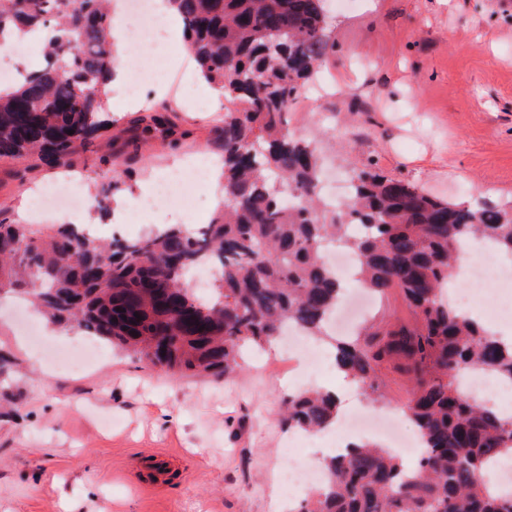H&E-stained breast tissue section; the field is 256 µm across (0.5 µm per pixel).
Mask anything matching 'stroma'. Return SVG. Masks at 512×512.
Here are the masks:
<instances>
[{
	"instance_id": "obj_1",
	"label": "stroma",
	"mask_w": 512,
	"mask_h": 512,
	"mask_svg": "<svg viewBox=\"0 0 512 512\" xmlns=\"http://www.w3.org/2000/svg\"><path fill=\"white\" fill-rule=\"evenodd\" d=\"M323 75L328 96L289 113L291 128L324 127L331 111L348 133L321 144L325 187L374 166L454 202L512 203V0H352L331 12ZM190 108L169 109L178 141L127 147L119 127L89 161L120 171L116 198L154 191L157 176L193 152L220 153L218 109L187 85ZM27 161L0 163V219L19 223L20 196L53 182ZM11 301L0 297V358L12 368L0 399V512H274L292 449L282 424L291 384L278 350H248L231 376L173 375L98 342L96 364L47 368L30 349ZM386 398L369 404L336 373L322 386L352 394L354 409L403 413L407 377L381 374ZM170 463L164 485L141 484L145 458Z\"/></svg>"
}]
</instances>
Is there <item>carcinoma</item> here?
Listing matches in <instances>:
<instances>
[{
  "instance_id": "obj_1",
  "label": "carcinoma",
  "mask_w": 512,
  "mask_h": 512,
  "mask_svg": "<svg viewBox=\"0 0 512 512\" xmlns=\"http://www.w3.org/2000/svg\"><path fill=\"white\" fill-rule=\"evenodd\" d=\"M198 71L224 89V209L195 231L164 224L105 243L73 224L39 231L0 220V292L33 301L53 325L73 324L167 373L229 376L246 346L261 348L295 326L326 335L344 291L324 260L333 242L356 256L358 280L383 297L399 289L412 326L367 323L336 340V365L378 403L380 373L409 375L410 417L424 444L413 470L383 448L352 444L330 457L314 497L296 512H512L487 466L512 454V416L469 397L458 372L475 366L512 381V344L460 316L442 298L461 245L474 237L512 256V205L437 199L366 168L337 209L320 199L323 130L288 128L290 102L333 49L326 0H172ZM107 0H0V38L51 27L43 66L0 92V161L34 159L71 169L106 128L113 58ZM166 114L130 121L167 129ZM106 211L117 181L88 170ZM216 269L201 297L191 272ZM336 395L307 390L283 401L289 428L336 423Z\"/></svg>"
}]
</instances>
